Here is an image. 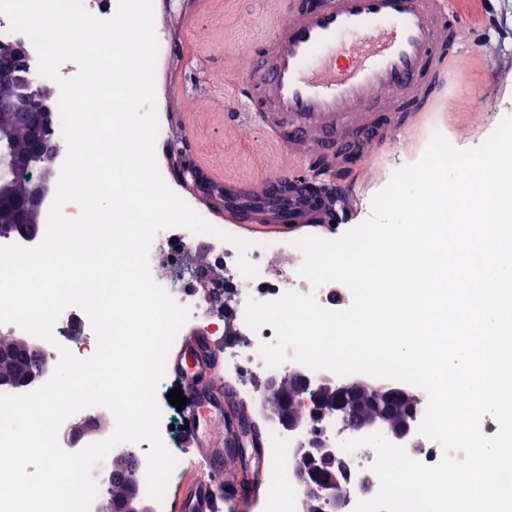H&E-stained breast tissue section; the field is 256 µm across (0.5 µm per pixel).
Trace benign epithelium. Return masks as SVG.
Here are the masks:
<instances>
[{"mask_svg": "<svg viewBox=\"0 0 512 512\" xmlns=\"http://www.w3.org/2000/svg\"><path fill=\"white\" fill-rule=\"evenodd\" d=\"M60 91L39 74L33 57L21 40L0 41V221L9 224L15 237L34 241L40 226L38 217L56 184L63 144L53 138V129L62 121L56 108ZM28 128L44 136L26 150L18 151L13 131ZM26 179V192L15 191V182ZM54 369L42 357L39 345L30 338L0 344V390L12 391L36 385L53 375ZM269 403L271 415L286 430L296 432L340 416L350 428L367 435L382 434L389 442L407 443L413 435L417 410L413 409L390 424L387 416L394 404L409 397L401 390L373 388L360 383L338 385L329 378L317 382L298 371L266 380L258 392ZM303 465L298 474L304 497L311 503L342 498L351 475L323 440L311 438L297 449ZM105 473L109 482L120 484L124 492L96 512H151L136 474L116 459L105 457L93 474Z\"/></svg>", "mask_w": 512, "mask_h": 512, "instance_id": "1", "label": "benign epithelium"}]
</instances>
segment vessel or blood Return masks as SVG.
I'll return each mask as SVG.
<instances>
[{
    "label": "vessel or blood",
    "mask_w": 512,
    "mask_h": 512,
    "mask_svg": "<svg viewBox=\"0 0 512 512\" xmlns=\"http://www.w3.org/2000/svg\"><path fill=\"white\" fill-rule=\"evenodd\" d=\"M468 33L451 0H286L282 20L240 75L249 95L231 118L261 123L294 161L313 151L323 191L293 169L256 181L227 176L214 192L225 223L248 236L280 238L302 224L335 234L357 199L353 183L374 175L376 149L399 128L436 117L453 82L449 52ZM376 103L387 105L388 123L369 115ZM219 356L214 340L193 333L168 362L187 402L185 432L206 465L180 487L173 512H221L222 500L251 493L247 485L222 487L223 442L237 436L241 403L232 384L215 380ZM204 407L224 412L223 440L200 436Z\"/></svg>",
    "instance_id": "b4317fda"
}]
</instances>
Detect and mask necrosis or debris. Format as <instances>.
Returning <instances> with one entry per match:
<instances>
[{"mask_svg":"<svg viewBox=\"0 0 512 512\" xmlns=\"http://www.w3.org/2000/svg\"><path fill=\"white\" fill-rule=\"evenodd\" d=\"M196 242L205 243L210 248L215 263L224 269V277L215 285V292L221 295L231 290L239 297L236 316L241 322L240 340L224 349V374L237 383L241 393H257L264 381L277 375L279 369L268 366L260 353L261 345L273 341L275 331L269 326L255 330L246 324L248 303L271 302L286 292L294 291L314 294L321 306L332 310L336 307V296L329 286L312 288L310 282L300 276L299 269L295 266L281 280L267 279L264 261L269 253L290 251L295 258H302L303 253L295 242L247 239L220 224L215 225L210 232H195L183 227L159 231L149 250L150 257L154 259L150 266L152 277L177 304L186 309V324L197 326L209 335H216V326L222 315L193 293L191 282L184 272V249ZM160 255L165 257V264H156L155 259ZM266 433L268 446L276 460L270 482L283 496V512H298L296 495L299 491L300 461L296 450L305 437L287 432L273 421L268 423ZM318 435L337 448L339 457L354 479L345 499V512H354L357 503L365 498L357 480L371 474L376 452L369 446H362L351 452L343 450V442L352 438L348 432H339L325 426L319 429Z\"/></svg>","mask_w":512,"mask_h":512,"instance_id":"4bbe7bcc","label":"necrosis or debris"}]
</instances>
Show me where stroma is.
<instances>
[{"label": "stroma", "instance_id": "1", "mask_svg": "<svg viewBox=\"0 0 512 512\" xmlns=\"http://www.w3.org/2000/svg\"><path fill=\"white\" fill-rule=\"evenodd\" d=\"M455 7L472 30L454 60L459 91L448 101L446 135L454 148L469 150L490 136L494 113L512 114V0H457ZM278 14L277 0H153L155 37L165 46L154 71L167 144L156 154L158 165L173 166L179 147L192 162L245 179L287 165L263 126L237 127L224 109L240 98L237 76ZM409 162L406 151L385 148L375 178L357 184V206L339 232L368 218L380 181Z\"/></svg>", "mask_w": 512, "mask_h": 512}]
</instances>
